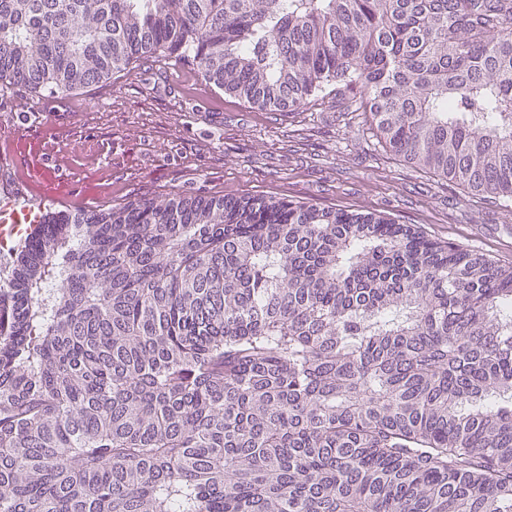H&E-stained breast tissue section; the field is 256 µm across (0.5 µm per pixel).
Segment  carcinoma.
<instances>
[{
	"instance_id": "cac0c4a2",
	"label": "carcinoma",
	"mask_w": 512,
	"mask_h": 512,
	"mask_svg": "<svg viewBox=\"0 0 512 512\" xmlns=\"http://www.w3.org/2000/svg\"><path fill=\"white\" fill-rule=\"evenodd\" d=\"M176 58L259 110L342 91L512 200V0H0V87ZM512 266L264 195L54 213L0 282V512H512Z\"/></svg>"
}]
</instances>
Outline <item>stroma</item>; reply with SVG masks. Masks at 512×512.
<instances>
[{"mask_svg": "<svg viewBox=\"0 0 512 512\" xmlns=\"http://www.w3.org/2000/svg\"><path fill=\"white\" fill-rule=\"evenodd\" d=\"M0 196L20 209L89 213L173 194L267 195L399 223L512 265V211L410 168L344 102L298 113L225 97L183 63L143 62L72 93L0 92ZM46 178L36 198L20 181Z\"/></svg>", "mask_w": 512, "mask_h": 512, "instance_id": "stroma-1", "label": "stroma"}]
</instances>
